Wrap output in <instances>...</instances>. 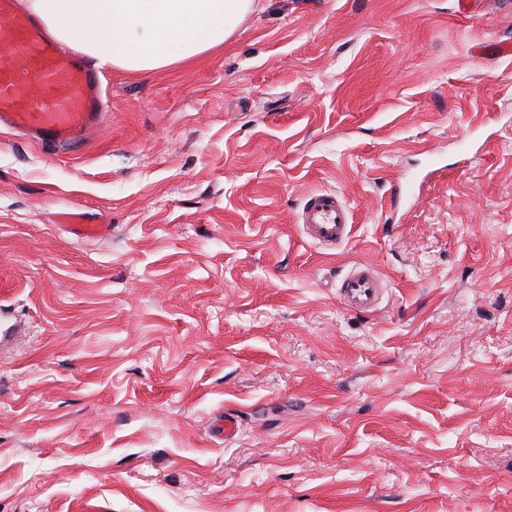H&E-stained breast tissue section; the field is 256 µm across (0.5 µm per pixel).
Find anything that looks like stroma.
<instances>
[{
    "instance_id": "obj_1",
    "label": "stroma",
    "mask_w": 512,
    "mask_h": 512,
    "mask_svg": "<svg viewBox=\"0 0 512 512\" xmlns=\"http://www.w3.org/2000/svg\"><path fill=\"white\" fill-rule=\"evenodd\" d=\"M255 4L78 152L0 130V512H512V0ZM295 223L315 245L336 248L350 236L351 211L335 193L315 192L309 195ZM383 288V281L374 267L356 263L341 280L338 293L348 309L362 312L377 308Z\"/></svg>"
}]
</instances>
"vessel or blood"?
<instances>
[{"instance_id": "1", "label": "vessel or blood", "mask_w": 512, "mask_h": 512, "mask_svg": "<svg viewBox=\"0 0 512 512\" xmlns=\"http://www.w3.org/2000/svg\"><path fill=\"white\" fill-rule=\"evenodd\" d=\"M105 101L97 70L49 36L44 25L0 0V127L44 146L80 147L98 128ZM297 224L315 245L334 248L351 233V211L336 194L309 195ZM384 284L367 263L352 265L338 293L353 311L376 309Z\"/></svg>"}]
</instances>
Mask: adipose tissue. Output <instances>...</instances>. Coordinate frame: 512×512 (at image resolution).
I'll return each instance as SVG.
<instances>
[{
  "label": "adipose tissue",
  "mask_w": 512,
  "mask_h": 512,
  "mask_svg": "<svg viewBox=\"0 0 512 512\" xmlns=\"http://www.w3.org/2000/svg\"><path fill=\"white\" fill-rule=\"evenodd\" d=\"M50 32L99 66L150 73L224 43L254 0H27Z\"/></svg>",
  "instance_id": "adipose-tissue-1"
}]
</instances>
